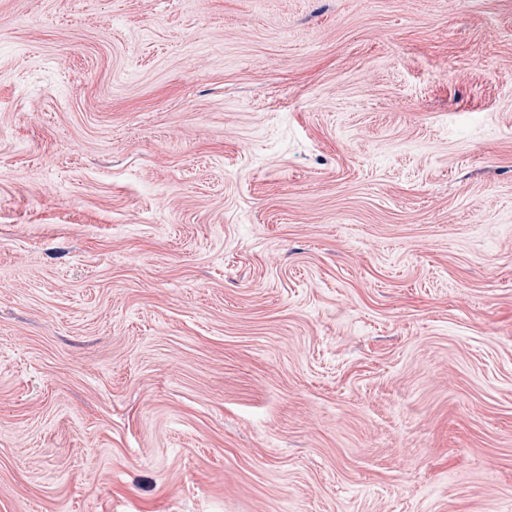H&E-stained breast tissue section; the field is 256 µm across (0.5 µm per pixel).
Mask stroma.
Here are the masks:
<instances>
[{
    "label": "stroma",
    "instance_id": "obj_1",
    "mask_svg": "<svg viewBox=\"0 0 512 512\" xmlns=\"http://www.w3.org/2000/svg\"><path fill=\"white\" fill-rule=\"evenodd\" d=\"M0 512H512V0H0Z\"/></svg>",
    "mask_w": 512,
    "mask_h": 512
}]
</instances>
